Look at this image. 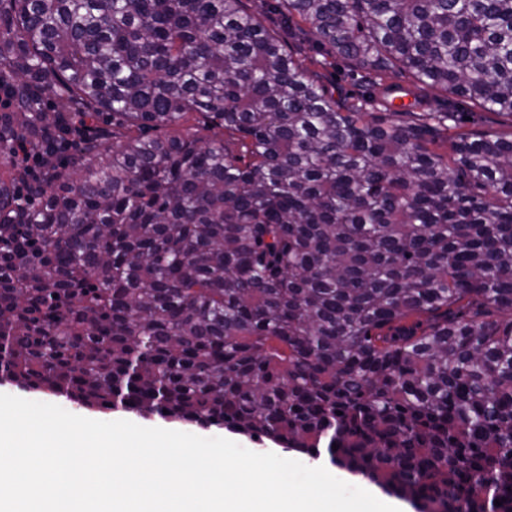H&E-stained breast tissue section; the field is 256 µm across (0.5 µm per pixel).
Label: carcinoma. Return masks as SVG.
<instances>
[{
	"label": "carcinoma",
	"instance_id": "1",
	"mask_svg": "<svg viewBox=\"0 0 512 512\" xmlns=\"http://www.w3.org/2000/svg\"><path fill=\"white\" fill-rule=\"evenodd\" d=\"M243 2L0 0V383L512 512V134L305 46L512 118V0ZM328 61L332 64L309 65L311 71L318 75L320 81L325 84L329 89L334 92L336 98L341 96H347L350 94H356L359 92V86L355 83L358 76L350 71V66L341 60H335L328 58Z\"/></svg>",
	"mask_w": 512,
	"mask_h": 512
}]
</instances>
